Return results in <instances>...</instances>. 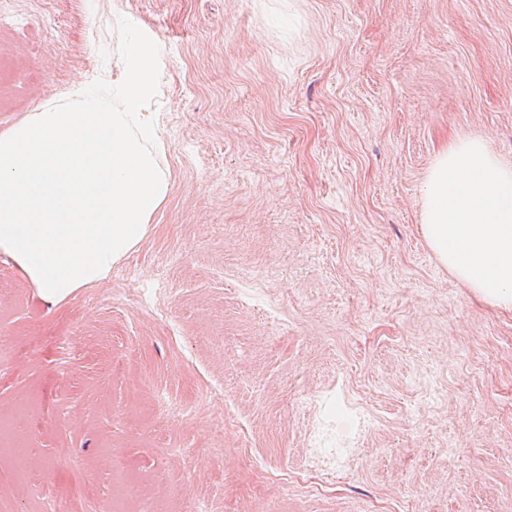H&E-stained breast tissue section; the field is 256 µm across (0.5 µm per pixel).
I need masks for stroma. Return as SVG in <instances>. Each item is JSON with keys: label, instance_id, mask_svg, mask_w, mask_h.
Wrapping results in <instances>:
<instances>
[{"label": "stroma", "instance_id": "35a3bbf8", "mask_svg": "<svg viewBox=\"0 0 512 512\" xmlns=\"http://www.w3.org/2000/svg\"><path fill=\"white\" fill-rule=\"evenodd\" d=\"M159 48L168 192L51 305L0 255L17 512H512V311L420 230L454 138L512 164V0H14L0 131ZM352 449L312 492L311 445Z\"/></svg>", "mask_w": 512, "mask_h": 512}]
</instances>
